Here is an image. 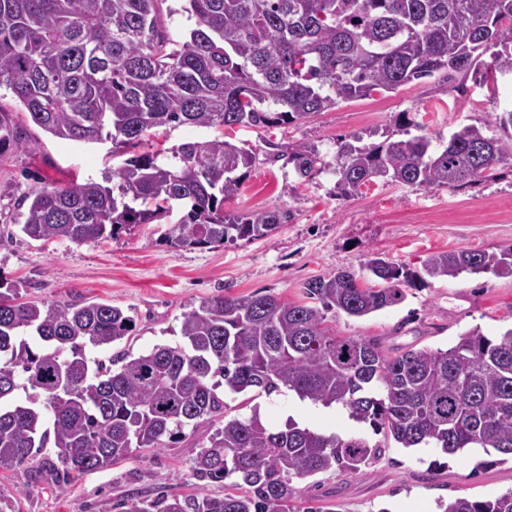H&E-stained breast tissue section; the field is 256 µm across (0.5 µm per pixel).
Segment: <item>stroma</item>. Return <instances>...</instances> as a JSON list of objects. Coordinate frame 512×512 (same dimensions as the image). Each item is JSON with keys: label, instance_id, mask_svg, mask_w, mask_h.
<instances>
[{"label": "stroma", "instance_id": "35a3bbf8", "mask_svg": "<svg viewBox=\"0 0 512 512\" xmlns=\"http://www.w3.org/2000/svg\"><path fill=\"white\" fill-rule=\"evenodd\" d=\"M0 109L10 112L24 148L0 155V278L23 283L26 301L87 300L117 305L135 320L108 351L88 350L91 358L140 354L157 344L181 340L184 312L215 296L266 292L282 301L303 300L302 285L336 269L360 268L382 255L419 274L429 255L461 249L512 248V157L492 178L462 189H412L398 184L370 185L356 195L337 197L335 180L321 173L299 184L277 160L278 150L307 142L330 154L338 139L410 126L442 148L464 125L494 127L512 109V74L477 84L472 77L439 72L397 92L340 102L336 108L290 127L267 133L254 127L225 130L192 126L152 130L144 147L169 148L187 141L226 136L253 150L255 163L228 212L276 207L290 212L288 223L266 237L217 248H171L162 224H137L119 238L77 244L23 237L20 199L71 179L101 180L122 156L111 143L64 140L36 126L10 91H0ZM326 323L339 336L377 340L386 353L454 345L472 328L494 339L512 328V275L461 274L415 283L405 300L363 318L327 312ZM226 418L260 413L263 421L294 419L322 434L372 437L371 428L353 421L339 406L323 407L288 390H258L224 398ZM212 428H185L161 448H134L124 458L68 484L48 475L29 478L16 492L12 474L0 475V512H122L131 493L149 498L158 486L186 495L224 493L223 485L193 478L191 466ZM302 495L334 512H440L438 505L459 497L486 500L512 489V460L484 452L444 455L434 448H402L386 440L378 458L357 473L329 471L297 480Z\"/></svg>", "mask_w": 512, "mask_h": 512}]
</instances>
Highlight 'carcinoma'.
Returning <instances> with one entry per match:
<instances>
[{
	"label": "carcinoma",
	"instance_id": "obj_1",
	"mask_svg": "<svg viewBox=\"0 0 512 512\" xmlns=\"http://www.w3.org/2000/svg\"><path fill=\"white\" fill-rule=\"evenodd\" d=\"M161 0H0V87L11 89L45 132L83 143L112 141L123 164L103 182L75 179L24 197L19 231L34 241L116 238L134 224H165L172 248L256 240L286 223L278 208L224 211L255 154L224 136L136 152L167 126L280 129L341 101L395 92L446 70L512 73V0H185L196 27L181 41L163 29ZM490 54V61L483 56ZM500 136L465 125L441 150L425 135L359 146L337 143L332 161L300 142L287 164L304 183L325 170L347 199L378 182L456 189L490 176L512 155V109ZM23 145L0 110V155ZM382 281L338 269L307 281L310 302L270 293L218 296L184 313L182 341L118 359L112 369L86 348L127 336L133 316L103 302H21L0 291V471L48 470L64 480L100 470L133 448H161L186 426L220 422L192 465L224 496L127 498L125 512H324L297 505L295 478L358 472L382 447L324 435L294 420H224V393L286 388L403 448L455 455L474 448L512 458V329L492 340L477 329L447 349L389 355L372 339L338 336L333 310L360 318L396 306L414 277L372 258ZM512 272V249L436 252L431 279ZM24 389L26 399L13 393ZM57 458L38 457L48 443ZM443 512H512V489L488 500L457 498Z\"/></svg>",
	"mask_w": 512,
	"mask_h": 512
}]
</instances>
